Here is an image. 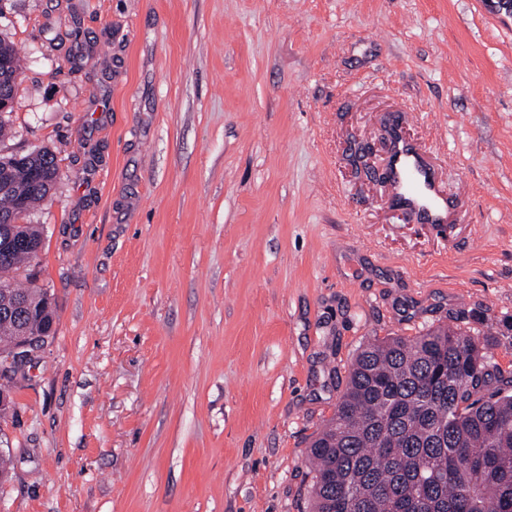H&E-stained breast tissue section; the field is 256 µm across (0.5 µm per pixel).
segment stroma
I'll use <instances>...</instances> for the list:
<instances>
[{
    "instance_id": "obj_1",
    "label": "stroma",
    "mask_w": 512,
    "mask_h": 512,
    "mask_svg": "<svg viewBox=\"0 0 512 512\" xmlns=\"http://www.w3.org/2000/svg\"><path fill=\"white\" fill-rule=\"evenodd\" d=\"M0 155L56 156L0 379V512H307L374 338L488 327L512 372V16L494 0H0ZM421 146L447 229L384 173ZM21 62L20 54L13 43L0 38V97L8 101V106L0 111V138L9 133L2 114L10 112L16 81L22 73Z\"/></svg>"
}]
</instances>
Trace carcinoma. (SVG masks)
I'll return each instance as SVG.
<instances>
[{
  "label": "carcinoma",
  "instance_id": "obj_1",
  "mask_svg": "<svg viewBox=\"0 0 512 512\" xmlns=\"http://www.w3.org/2000/svg\"><path fill=\"white\" fill-rule=\"evenodd\" d=\"M22 73L0 38V97L12 101ZM48 150L0 156V353L26 334L52 333L48 294L10 273L36 258V225L19 220L56 180ZM512 376L492 362L479 334L438 327L374 340L357 353L347 387L310 443L309 512H512Z\"/></svg>",
  "mask_w": 512,
  "mask_h": 512
}]
</instances>
